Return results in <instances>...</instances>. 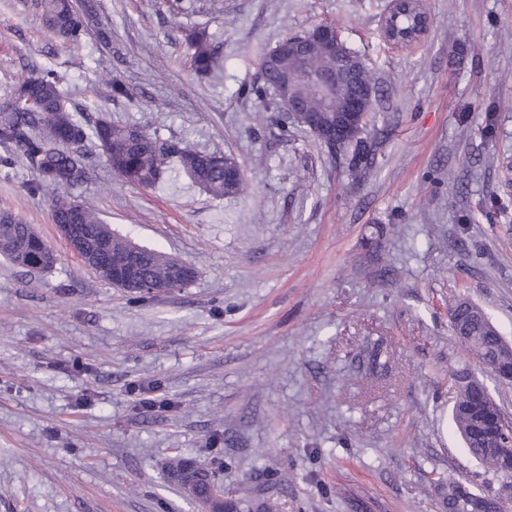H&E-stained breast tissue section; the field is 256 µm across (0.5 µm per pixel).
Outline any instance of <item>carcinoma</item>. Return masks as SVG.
Segmentation results:
<instances>
[{
  "label": "carcinoma",
  "mask_w": 512,
  "mask_h": 512,
  "mask_svg": "<svg viewBox=\"0 0 512 512\" xmlns=\"http://www.w3.org/2000/svg\"><path fill=\"white\" fill-rule=\"evenodd\" d=\"M46 25L64 42L76 44L88 30L93 16L79 8L78 0H41ZM190 68L200 76L214 73L222 61L216 47L207 36L196 30L185 32ZM301 66L293 49L280 57L270 73L264 75L262 84L247 93L266 101L270 86L288 78V92L301 109L325 111L319 113L329 127L336 123V113L344 107L345 100L363 85L374 80L358 56H353L349 66L348 83L336 98L327 104L298 78ZM131 124H116L102 117L94 123L81 120V114L72 112L60 79L51 70L31 74L16 85L10 102L0 107V143L9 147V156L0 164L10 166L23 163L31 167L35 178L31 192L51 198V216L56 224L72 220L82 225L83 234L92 240H121L123 236L103 223L96 212L84 203L71 198L58 197L55 190L61 185L75 186L86 177L85 143L97 145L105 157L106 165L125 183L138 187H153L169 169L187 175L197 186L213 197L222 199L236 195L244 188V174L233 156L220 151L207 152L190 144H179L163 139L157 134L141 131L140 137L129 143L126 150L112 152V143L129 139ZM355 146L352 169H357L364 158L366 146L363 138L355 141L336 142V149L343 151ZM29 225L13 213L0 212V255L13 264L28 270L47 271L54 263L45 260L51 246L44 240H33ZM141 277L148 281H162L176 273L173 259L163 252L147 248L140 262ZM451 325L455 334L467 333L464 344L473 358L484 364L488 371L497 368L511 371L512 362L504 358L501 336L483 310L467 298H460L452 309ZM455 401L452 407L454 426L470 454L487 471L501 473L499 459L487 448L488 428L482 421L485 416L501 411L500 405L484 396V383L461 370L452 376ZM444 512H505L504 502L497 495L472 492L468 496L461 490V483L450 480L442 491Z\"/></svg>",
  "instance_id": "carcinoma-1"
}]
</instances>
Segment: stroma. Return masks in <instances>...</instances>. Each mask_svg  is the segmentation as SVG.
Segmentation results:
<instances>
[{"label":"stroma","mask_w":512,"mask_h":512,"mask_svg":"<svg viewBox=\"0 0 512 512\" xmlns=\"http://www.w3.org/2000/svg\"><path fill=\"white\" fill-rule=\"evenodd\" d=\"M90 2L111 48L58 40L40 0H0V106L51 70L74 111L230 154L245 187L135 188L96 152L59 187L197 272L136 300L59 239L29 166L0 167V211L58 252L46 272L0 257V512H197L165 479L175 456L223 462L226 492L279 512H443L441 477L499 492L453 427L450 377L469 369L510 416L512 383L468 356L449 310L470 299L512 342V0H425L406 48L383 39L390 0ZM320 22L379 90L356 175L351 150L281 131L246 94L262 52ZM192 27L224 59L216 77L189 67Z\"/></svg>","instance_id":"obj_1"}]
</instances>
